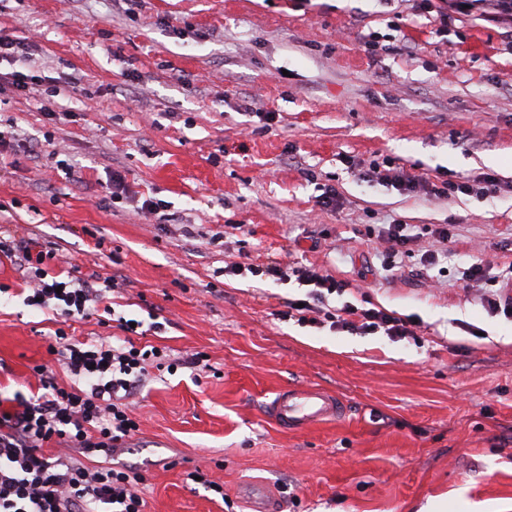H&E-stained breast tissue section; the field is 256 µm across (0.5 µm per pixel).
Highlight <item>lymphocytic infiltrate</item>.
Segmentation results:
<instances>
[{"label": "lymphocytic infiltrate", "instance_id": "1", "mask_svg": "<svg viewBox=\"0 0 512 512\" xmlns=\"http://www.w3.org/2000/svg\"><path fill=\"white\" fill-rule=\"evenodd\" d=\"M0 255L19 258L30 280L28 305L52 312L62 321H76L111 314L106 300L115 283L99 279L62 278L49 264L55 254L42 250L31 239L0 225ZM234 274L295 278L308 287V303L287 302L298 322L311 327L355 332L384 333L393 338L414 337V322L377 307L323 306L325 295L344 293L347 285L306 266L284 270L279 264L248 269L238 265ZM120 331L114 343H86L57 329L50 353L60 355L73 379L70 386L56 382L47 366L33 367L42 388L40 395L16 397L14 405L0 410V512H144L139 486L142 475L108 463L112 453L136 435L140 421L133 397L150 368H195L201 353L166 363L163 349L136 345L138 327L124 316L116 317ZM99 457L87 467L74 461V453Z\"/></svg>", "mask_w": 512, "mask_h": 512}]
</instances>
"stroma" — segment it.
Wrapping results in <instances>:
<instances>
[{
    "label": "stroma",
    "instance_id": "35a3bbf8",
    "mask_svg": "<svg viewBox=\"0 0 512 512\" xmlns=\"http://www.w3.org/2000/svg\"><path fill=\"white\" fill-rule=\"evenodd\" d=\"M458 2L443 34L423 0H0L32 78L0 87L22 137L0 149V225L50 246L53 272L120 282L116 314L162 325L144 344L207 356L135 398L112 460L141 470L146 512H255L256 488L281 512H512V315L459 281L512 264V23ZM385 158L416 191L359 178ZM488 174L487 197L427 189ZM392 222L420 237L387 272ZM440 224L453 244L422 235ZM273 262L347 282L333 306L369 297L416 338L299 325L285 304L306 287L227 272ZM24 286L1 257L0 398L37 394L40 364L71 383ZM291 386L345 417L280 428L266 407Z\"/></svg>",
    "mask_w": 512,
    "mask_h": 512
}]
</instances>
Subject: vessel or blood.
Segmentation results:
<instances>
[{"mask_svg":"<svg viewBox=\"0 0 512 512\" xmlns=\"http://www.w3.org/2000/svg\"><path fill=\"white\" fill-rule=\"evenodd\" d=\"M268 413L282 428L296 430L340 417L343 405L323 389L293 387L278 392Z\"/></svg>","mask_w":512,"mask_h":512,"instance_id":"vessel-or-blood-1","label":"vessel or blood"}]
</instances>
